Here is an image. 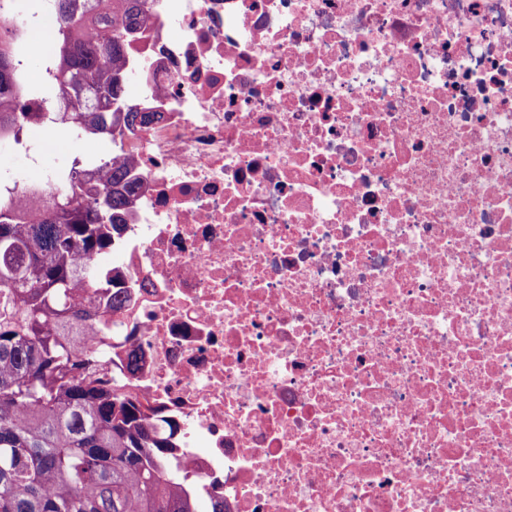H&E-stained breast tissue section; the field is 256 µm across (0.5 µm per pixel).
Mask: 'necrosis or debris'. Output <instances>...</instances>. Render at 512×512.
<instances>
[{
  "label": "necrosis or debris",
  "mask_w": 512,
  "mask_h": 512,
  "mask_svg": "<svg viewBox=\"0 0 512 512\" xmlns=\"http://www.w3.org/2000/svg\"><path fill=\"white\" fill-rule=\"evenodd\" d=\"M141 8L100 375L225 512H512V0Z\"/></svg>",
  "instance_id": "4bbe7bcc"
}]
</instances>
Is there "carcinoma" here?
<instances>
[{"label": "carcinoma", "mask_w": 512, "mask_h": 512, "mask_svg": "<svg viewBox=\"0 0 512 512\" xmlns=\"http://www.w3.org/2000/svg\"><path fill=\"white\" fill-rule=\"evenodd\" d=\"M59 29L44 78L26 77L32 53L23 17L36 0H0V138L50 121L95 139L149 116L125 106L128 32L142 19L140 0H54ZM63 112H16L18 96ZM87 174L59 169L61 187L45 194L34 219L18 220L0 194V512H200L164 455L163 437L121 384L96 377L104 350L83 357L71 345L86 336L90 310L77 309L109 287L79 258L105 253L120 234L132 191L121 166L95 162Z\"/></svg>", "instance_id": "carcinoma-1"}]
</instances>
